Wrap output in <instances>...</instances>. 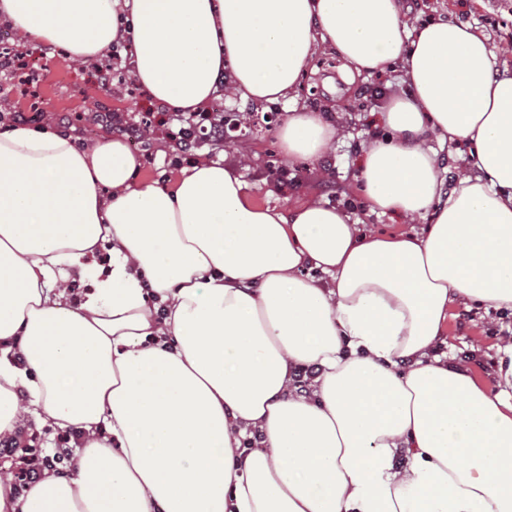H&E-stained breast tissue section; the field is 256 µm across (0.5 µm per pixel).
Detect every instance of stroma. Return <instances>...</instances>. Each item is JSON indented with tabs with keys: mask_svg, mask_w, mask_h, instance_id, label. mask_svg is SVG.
Returning a JSON list of instances; mask_svg holds the SVG:
<instances>
[{
	"mask_svg": "<svg viewBox=\"0 0 512 512\" xmlns=\"http://www.w3.org/2000/svg\"><path fill=\"white\" fill-rule=\"evenodd\" d=\"M402 13L409 26L419 27L438 19H452L472 25L482 32L494 52L499 67L512 69V0H404ZM20 48L43 75L40 85L44 123L47 130L68 133L78 141L110 137L108 127L93 123L92 113L143 112L153 102L144 90L128 94L119 85L111 91L99 88L95 65L71 62L61 50L43 53L40 44L21 41ZM403 73L389 69L347 81L335 53L321 51L293 94L297 107L318 112L338 127L339 134L324 157L316 163L299 162V181L280 188L267 167L269 155H281L277 137L286 110H278L275 121H265L267 105L237 95L224 96V109L236 114L238 126L225 131L223 140L201 139L185 159L163 136L146 133L135 153L141 159L139 180L174 182L190 159L223 160L240 169L250 187L253 202L291 209L316 200L344 205L359 198L358 162L362 151L378 136L371 92L383 88L392 94L403 86ZM512 336V313L452 303L448 310L445 338L451 361H464L470 373L489 391H496L501 367L498 351L502 337Z\"/></svg>",
	"mask_w": 512,
	"mask_h": 512,
	"instance_id": "1",
	"label": "stroma"
}]
</instances>
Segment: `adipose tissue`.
<instances>
[{
  "mask_svg": "<svg viewBox=\"0 0 512 512\" xmlns=\"http://www.w3.org/2000/svg\"><path fill=\"white\" fill-rule=\"evenodd\" d=\"M400 8L0 0L69 60L133 41L131 73L168 111L224 84L287 102L292 162L336 137L291 104L319 50L352 76L399 65L360 192L429 222L368 235L320 202L257 205L220 161L139 182L121 139L0 132V343H20L0 355V438L29 411L81 432L72 475L21 496L0 478V512H512V362L493 393L438 351L454 301L512 310V76L470 24L413 31ZM455 140L479 174L443 197L433 145ZM74 274L90 285L75 307L54 288ZM311 365L309 393H289Z\"/></svg>",
  "mask_w": 512,
  "mask_h": 512,
  "instance_id": "adipose-tissue-1",
  "label": "adipose tissue"
}]
</instances>
